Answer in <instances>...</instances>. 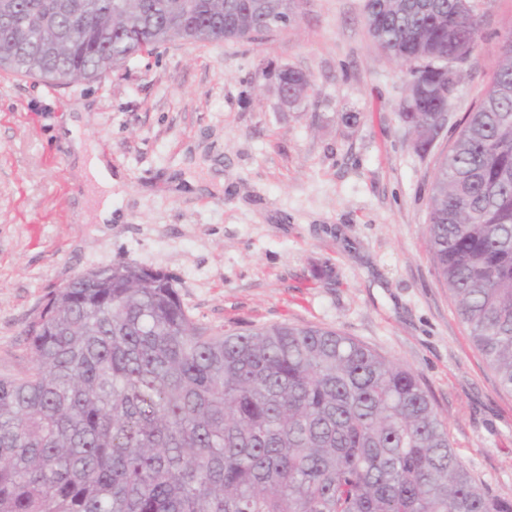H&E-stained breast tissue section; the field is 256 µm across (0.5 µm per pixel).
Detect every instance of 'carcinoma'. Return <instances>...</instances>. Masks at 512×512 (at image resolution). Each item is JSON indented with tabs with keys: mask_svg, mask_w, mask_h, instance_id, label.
I'll return each mask as SVG.
<instances>
[{
	"mask_svg": "<svg viewBox=\"0 0 512 512\" xmlns=\"http://www.w3.org/2000/svg\"><path fill=\"white\" fill-rule=\"evenodd\" d=\"M254 0H0V69L50 84L211 28L266 25ZM286 21L295 0H266ZM368 30L419 92L425 137L479 24L469 0H365ZM296 101L308 78L281 71ZM442 284L512 393V31L444 156L426 225ZM33 364L0 377V512H512L470 475L408 369L315 325L213 330L134 264L51 293Z\"/></svg>",
	"mask_w": 512,
	"mask_h": 512,
	"instance_id": "obj_1",
	"label": "carcinoma"
}]
</instances>
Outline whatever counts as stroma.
<instances>
[{
	"mask_svg": "<svg viewBox=\"0 0 512 512\" xmlns=\"http://www.w3.org/2000/svg\"><path fill=\"white\" fill-rule=\"evenodd\" d=\"M363 4L299 0L287 29L172 41L52 91L0 70V377L29 367L26 331L50 292L135 264L170 275L209 328H332L405 366L466 468L512 498V394L472 346L425 229L438 161L490 83L512 0H471L480 38L427 145L400 116L408 76ZM284 68L311 80L301 104L280 100ZM77 103L96 115L83 138L123 175L109 224L75 219L90 190L56 131ZM186 175L224 187L195 194L177 184Z\"/></svg>",
	"mask_w": 512,
	"mask_h": 512,
	"instance_id": "stroma-1",
	"label": "stroma"
}]
</instances>
